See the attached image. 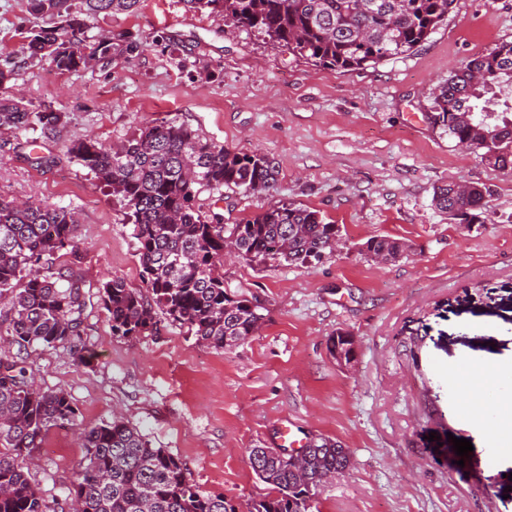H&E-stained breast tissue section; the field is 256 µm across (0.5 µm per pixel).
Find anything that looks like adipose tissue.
Here are the masks:
<instances>
[{"mask_svg":"<svg viewBox=\"0 0 512 512\" xmlns=\"http://www.w3.org/2000/svg\"><path fill=\"white\" fill-rule=\"evenodd\" d=\"M460 416L476 423L498 458H512V368L465 360L448 370Z\"/></svg>","mask_w":512,"mask_h":512,"instance_id":"1","label":"adipose tissue"}]
</instances>
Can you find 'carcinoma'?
<instances>
[{
    "mask_svg": "<svg viewBox=\"0 0 512 512\" xmlns=\"http://www.w3.org/2000/svg\"><path fill=\"white\" fill-rule=\"evenodd\" d=\"M140 0H28L38 23L24 36L25 59L48 57L61 73L108 68L132 60L141 45L121 35H88V19L129 12ZM187 9L255 29L316 66L359 69L410 52L450 13L454 0H183ZM430 123L460 146L497 154L512 169V41L502 42L448 76L430 107ZM66 116L49 105L0 97V127L64 128ZM67 154L112 191L132 225L149 296L121 278L99 285L112 335L130 338L157 330L155 309L187 328L196 342L220 349L258 331L264 307L224 288V247L243 259L288 265L320 260L336 248L338 227L316 210L278 203L243 224L203 211L201 192L273 186L276 166L258 151L231 150L175 119L157 121L125 141L105 146L72 140ZM433 205L453 224L483 216L482 192L450 183L434 190ZM74 212L41 202L0 200V302L10 314L8 336L18 355L0 359V512H239L224 494L190 482L178 459L153 448L115 415L79 426V409L61 390H42L21 353L69 346L84 358L81 336L91 285L82 262ZM364 247L395 256L398 239L371 237ZM69 257L56 266L55 260ZM79 427L81 458L65 497L49 501L29 467L53 428ZM302 469L254 448L250 464L269 492L247 512H310L322 472L352 466L327 440L300 450Z\"/></svg>",
    "mask_w": 512,
    "mask_h": 512,
    "instance_id": "carcinoma-1",
    "label": "carcinoma"
}]
</instances>
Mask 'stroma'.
<instances>
[{"label": "stroma", "instance_id": "35a3bbf8", "mask_svg": "<svg viewBox=\"0 0 512 512\" xmlns=\"http://www.w3.org/2000/svg\"><path fill=\"white\" fill-rule=\"evenodd\" d=\"M33 23L27 0H0V59L20 65L5 93L50 105L67 123L39 138L0 128V197L76 211L92 284L119 277L139 288L142 268L131 225L65 144H110L158 119L274 160L268 191L201 193L204 209L225 223L293 202L341 229L336 250L312 264L224 263L225 287L265 308L245 342L208 347L162 315L157 332L118 338L95 302L84 314V358L66 346L29 350L38 385L67 392L84 426L121 412L200 490L240 507L269 491L249 449L279 447L280 429L291 423L352 457L312 512H512V460L488 461L447 382L458 359H512V169L487 164L428 119L431 94L451 72L512 41V0H455L417 49L337 71L257 31L188 11L182 0H141L134 12L93 23L137 40L134 61L61 74L47 58L24 62L21 33ZM163 32L178 55L156 47ZM459 181L490 190L486 222L470 231L432 205L435 187ZM373 236L402 239L407 251L377 263L360 251ZM339 331L357 340L348 371L328 351ZM455 437L473 445L465 458L455 454ZM79 458L75 429L48 433L31 469L46 498L60 497Z\"/></svg>", "mask_w": 512, "mask_h": 512}]
</instances>
